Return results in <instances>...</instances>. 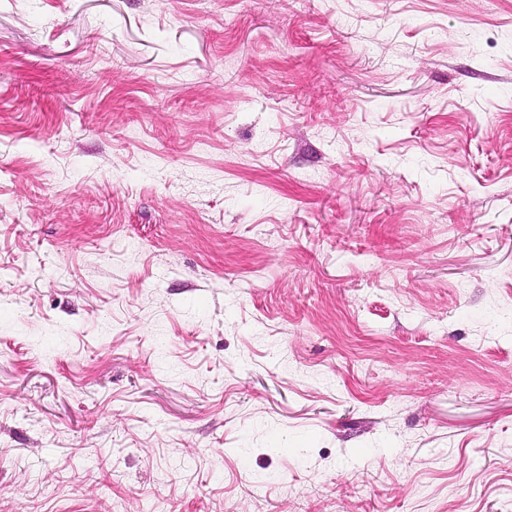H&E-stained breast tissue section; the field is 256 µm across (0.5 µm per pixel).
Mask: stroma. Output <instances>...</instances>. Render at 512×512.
Segmentation results:
<instances>
[{
  "label": "stroma",
  "mask_w": 512,
  "mask_h": 512,
  "mask_svg": "<svg viewBox=\"0 0 512 512\" xmlns=\"http://www.w3.org/2000/svg\"><path fill=\"white\" fill-rule=\"evenodd\" d=\"M0 512H512V0H0Z\"/></svg>",
  "instance_id": "1"
}]
</instances>
